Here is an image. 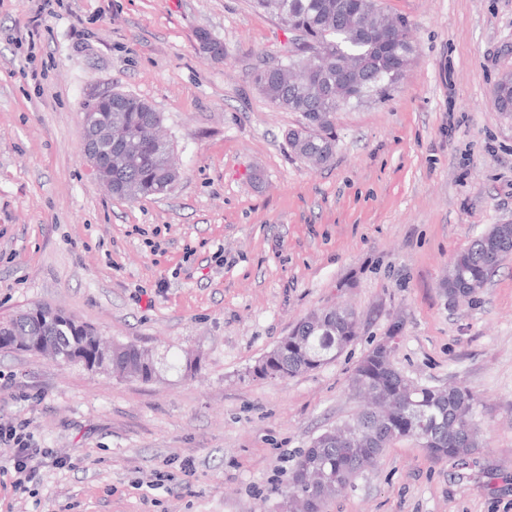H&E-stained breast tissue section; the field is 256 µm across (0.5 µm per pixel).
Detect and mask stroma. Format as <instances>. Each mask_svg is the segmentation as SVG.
<instances>
[{"label": "stroma", "mask_w": 512, "mask_h": 512, "mask_svg": "<svg viewBox=\"0 0 512 512\" xmlns=\"http://www.w3.org/2000/svg\"><path fill=\"white\" fill-rule=\"evenodd\" d=\"M381 3L414 58L387 98L337 113L313 168L286 140L300 114L252 81L299 36L253 0H0V320L49 306L158 367L145 382L0 351V419L47 450L27 489L0 473V512H280L297 453L357 412L350 376L393 332L408 380L476 396L481 444L461 466L395 442L326 512H512V255L472 300L440 286L512 224L494 104L512 0ZM112 91L160 112L181 168L166 194L113 197L84 161V110ZM328 306L355 311L354 341L254 375Z\"/></svg>", "instance_id": "35a3bbf8"}]
</instances>
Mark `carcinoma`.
<instances>
[{
	"label": "carcinoma",
	"mask_w": 512,
	"mask_h": 512,
	"mask_svg": "<svg viewBox=\"0 0 512 512\" xmlns=\"http://www.w3.org/2000/svg\"><path fill=\"white\" fill-rule=\"evenodd\" d=\"M264 11L291 22L303 37L299 52L287 62L255 69V88L271 103L302 118L313 113L319 127L302 140H288L298 157L317 164L329 162L335 140L331 128L336 113L366 100L380 98L402 79V70L412 59L415 46L408 32L392 43L389 56L374 49L366 37L390 24L378 0H256ZM200 48L213 57L224 55L214 46L210 32L197 33ZM349 60L354 67L357 92L351 93L336 59ZM494 100L498 111L512 115V74L496 84ZM161 114L140 97L112 92V104L98 105L94 124L100 130L112 129L119 135L112 142V195L128 200L162 195L180 177L173 162V148L158 133ZM512 254V225L494 224L473 238L448 267L441 287L453 298L476 294L485 287L501 260ZM355 312L349 308L321 309L297 323L255 367L261 378H286L313 371L334 358L336 342L354 340ZM10 330L0 333L5 341L11 335L29 333L54 336L64 354L63 363L91 367L97 334L73 340L56 318L38 321L26 311L9 320ZM113 370L149 380L156 375L155 362L133 342L112 352ZM351 388L366 400V406L352 419L340 423L350 431L352 443L336 441V428H330L302 449L292 470L288 487L282 492V512H324L329 500L344 491L352 481L373 465L397 440L410 439L428 444L436 459L466 462L480 445V429L475 419V396L465 387L448 386L443 391L409 382L392 357H365L351 376ZM376 393H387L414 402L409 409L395 412L381 421L375 409Z\"/></svg>",
	"instance_id": "1"
}]
</instances>
